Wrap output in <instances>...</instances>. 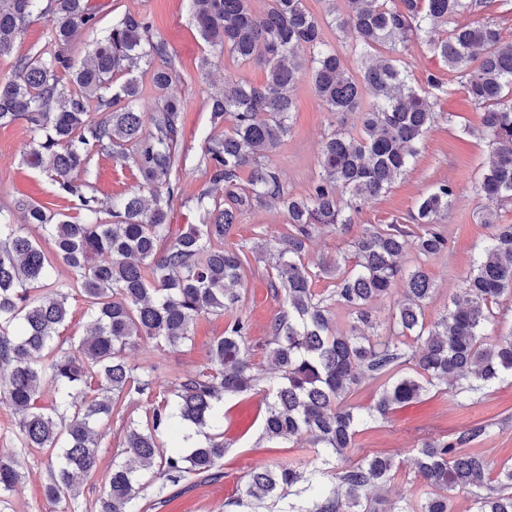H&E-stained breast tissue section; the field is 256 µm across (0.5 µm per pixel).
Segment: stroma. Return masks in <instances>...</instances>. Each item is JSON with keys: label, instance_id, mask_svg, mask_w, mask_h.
<instances>
[{"label": "stroma", "instance_id": "1", "mask_svg": "<svg viewBox=\"0 0 512 512\" xmlns=\"http://www.w3.org/2000/svg\"><path fill=\"white\" fill-rule=\"evenodd\" d=\"M100 7L97 29L79 31L70 44L76 59H83L88 44L102 37L118 15L132 13L149 17L155 35L161 37L174 54L179 70L170 94L185 101L183 132L179 145L178 177L183 201L172 210V223L197 224L202 220L194 199L207 184L203 163L204 147L212 126L208 99L219 90L226 78H242L261 82L264 70L254 63H242L209 47L197 31L190 0H94ZM50 27L40 20L29 25L17 42L13 53L0 56V79L15 72L18 56L49 47ZM448 92L440 97L437 109L454 116L453 122L436 123L428 132L424 149L408 174L393 184L383 196L361 204L355 223L348 234L324 228L314 236L305 257L315 264L320 256L334 254L345 246L348 236L357 235L361 226L387 224L392 219L408 222L416 200L441 181L455 185L457 196L439 224L449 240L447 251L430 258L426 266L436 281V292L427 316H435L462 288L470 271L473 257L480 251L489 233L481 224L479 213L490 209L498 213L501 223L512 224V202L489 201L479 198L475 185L481 166L488 159L485 141L464 134V127H480L482 111L465 94L457 82L449 81ZM297 109L293 114L292 133L273 154L272 165L282 180L295 191H305L319 171V152L323 138L337 128L350 133L360 130L358 114L337 121L316 98L309 78H302L292 90ZM32 137L25 122L18 121L0 127V205L13 206L19 198L42 205L54 201V187L49 177L27 168L21 161L25 145ZM87 181L103 203L122 192L139 187L138 178L110 158H94ZM288 231L284 212L264 207L243 215L233 236L234 243L253 246L282 236ZM240 313L247 317L250 330L247 344L252 361L259 370H267L265 344L268 325L279 309L268 283L265 269L247 273L241 286ZM224 331L223 318L201 317L194 329L192 342L177 348L158 346L144 339L127 353L132 364L148 366L165 357L171 373L204 369L208 364L207 350L214 337ZM262 394H248L224 404V438L229 447L215 478H190L169 484L165 493H158L154 482L145 483L139 503L145 512H237L227 504L229 497L243 485L246 472L256 465H272L288 461L315 462L313 449L287 444L283 448L269 447L261 438L264 414ZM473 424L488 425L490 434L479 448L494 462L512 458V383L501 385L495 392L484 395L473 404H460L452 396L428 394L420 401L396 409L388 422L362 431L349 452L357 459L373 454H394L400 466L388 485V497L398 502L404 497H416L422 486L414 477L410 460L423 440L430 437H452ZM124 433L120 418H113L110 428L102 430L98 469L83 486L77 503L53 501L43 494L48 462L40 452L21 455L23 478L8 498L5 512H73L74 505L94 506L107 491L106 475L114 459L120 458Z\"/></svg>", "mask_w": 512, "mask_h": 512}]
</instances>
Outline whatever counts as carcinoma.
<instances>
[{"label":"carcinoma","instance_id":"carcinoma-1","mask_svg":"<svg viewBox=\"0 0 512 512\" xmlns=\"http://www.w3.org/2000/svg\"><path fill=\"white\" fill-rule=\"evenodd\" d=\"M0 0V56L13 52L25 26L45 18L56 50L17 59L14 77L0 81V127L24 121L33 133L22 162L46 170L55 197L77 202L83 220L20 200L24 223L0 212V389L15 416V448L53 459L45 495L77 500L97 467L99 430L112 415L127 418L124 462H112L109 492L95 512H137L144 478L174 480L214 475L227 448L221 403L265 382L262 438L279 445L303 440L322 458L308 471L294 461L257 466L245 475L239 507L261 505L296 489L288 512H391L384 490L398 469L392 455L352 460L356 436L384 422L393 410L445 385L453 396L486 394L512 381V339L486 340L499 299L512 298V224L490 212L487 243L475 257L464 287L436 319L425 309L435 280L425 264L405 265L414 252L428 259L448 249L437 216L456 198L450 182L421 196L409 224H369L348 247L312 270L304 257L322 227L345 231L357 203L385 194L417 158L427 132L441 118L435 111L445 84L429 74L412 83L406 55L412 38L424 36L469 97L483 109L478 133L492 159L475 186L488 199L512 201V41L492 21L460 24L456 18L485 7L487 0H344L330 21L315 17L304 0H270L254 14L252 0H191L203 40L244 63L264 68L259 84L224 80L209 96L211 124L204 153L208 186L195 198L199 224H170L180 195L178 146L185 105L166 95L178 78L167 43L151 21L125 14L95 41L81 64L69 52L73 35L94 29L98 6L91 0ZM354 32L360 60L351 74L344 55L325 40L323 23ZM383 46L384 52L376 51ZM156 64L151 80L155 107H138L134 72L141 61ZM308 67L311 86L327 112L339 120L362 117L357 134L335 130L322 142L320 171L304 193L283 183L269 156L291 132V90ZM127 79L110 91L114 76ZM230 121L229 129L215 128ZM110 157L137 171L138 190L112 201L110 219L82 179L94 157ZM248 187H241L242 176ZM224 189V204H209ZM277 206L291 226L251 253L268 262L269 285L281 307L269 324L266 357L271 375L255 372L246 343L250 323L238 313L236 289L251 268L243 246L228 245L240 216ZM51 241L44 250L27 227ZM74 270L64 282L56 265ZM333 288L315 290L316 278ZM386 324L372 303L391 296ZM89 303V320L78 342L61 336L70 319L68 300ZM346 309L349 328L336 331L332 305ZM205 315L227 317L224 333L208 348L210 366L174 377L156 391L161 363L139 367L126 350L148 338L167 346L192 340ZM375 387L367 405L351 397L364 384ZM53 396L42 402L45 385ZM203 436L204 442H194ZM486 426L472 425L451 438L425 440L414 457L415 477L426 488L397 512H455L457 494H470V512H512V461L498 467L465 448L486 439ZM22 478L14 456L0 458V503Z\"/></svg>","mask_w":512,"mask_h":512}]
</instances>
